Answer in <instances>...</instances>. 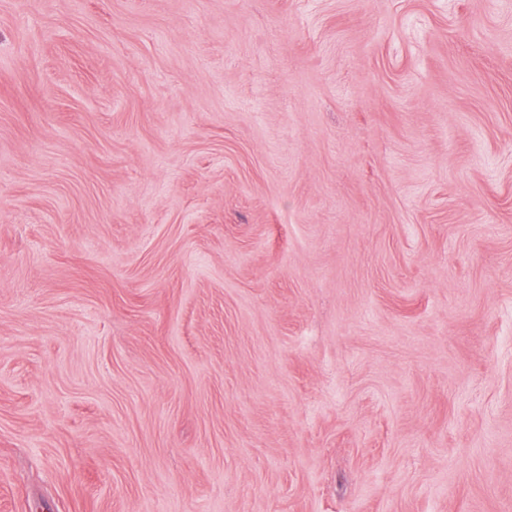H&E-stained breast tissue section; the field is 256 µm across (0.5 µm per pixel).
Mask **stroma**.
I'll return each instance as SVG.
<instances>
[{
	"label": "stroma",
	"instance_id": "stroma-1",
	"mask_svg": "<svg viewBox=\"0 0 512 512\" xmlns=\"http://www.w3.org/2000/svg\"><path fill=\"white\" fill-rule=\"evenodd\" d=\"M0 512H512V0H0Z\"/></svg>",
	"mask_w": 512,
	"mask_h": 512
}]
</instances>
